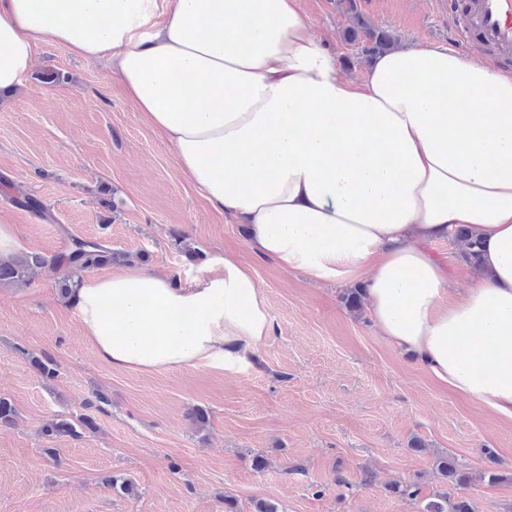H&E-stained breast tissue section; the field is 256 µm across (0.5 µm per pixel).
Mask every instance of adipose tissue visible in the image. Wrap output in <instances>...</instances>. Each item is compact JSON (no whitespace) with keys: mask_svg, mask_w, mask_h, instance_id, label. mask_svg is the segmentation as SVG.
<instances>
[{"mask_svg":"<svg viewBox=\"0 0 512 512\" xmlns=\"http://www.w3.org/2000/svg\"><path fill=\"white\" fill-rule=\"evenodd\" d=\"M45 42L104 64L217 212L316 284H361L379 336L438 383L512 418V71L445 47L375 56L362 81L297 0H0V89ZM465 227L457 298L428 252ZM184 287L130 265L69 298L98 358L148 374L242 370L266 298L233 254Z\"/></svg>","mask_w":512,"mask_h":512,"instance_id":"obj_1","label":"adipose tissue"}]
</instances>
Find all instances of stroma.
I'll list each match as a JSON object with an SVG mask.
<instances>
[{
	"label": "stroma",
	"instance_id": "35a3bbf8",
	"mask_svg": "<svg viewBox=\"0 0 512 512\" xmlns=\"http://www.w3.org/2000/svg\"><path fill=\"white\" fill-rule=\"evenodd\" d=\"M357 4L398 46L458 41L448 0ZM298 7L343 60V76L360 81L367 64L341 38L350 20L339 0ZM47 69L61 81L41 83ZM20 189L40 209L16 204ZM0 224L15 225L29 254L61 256L73 236L101 240L184 285L234 252L273 324L243 371L132 374L98 358L60 274L0 285V396L16 409L0 425V512H256L260 500L279 512H423L442 494L468 499L473 512H512V419L453 394L387 345L366 314L346 308L345 286L312 284L252 252L245 225L178 175L172 148L104 65L43 43L20 88L0 97ZM429 251L453 293L470 288L458 240ZM44 355L54 379L30 363ZM198 408L205 423L191 418ZM86 416L96 428L81 437L42 433L51 420ZM446 455L464 465L468 483L439 475L435 461ZM258 456L265 469H255ZM114 479L131 482L135 495L113 490ZM395 482L418 483V498L392 494Z\"/></svg>",
	"mask_w": 512,
	"mask_h": 512
}]
</instances>
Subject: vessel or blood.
<instances>
[{"label":"vessel or blood","mask_w":512,"mask_h":512,"mask_svg":"<svg viewBox=\"0 0 512 512\" xmlns=\"http://www.w3.org/2000/svg\"><path fill=\"white\" fill-rule=\"evenodd\" d=\"M448 13L463 15L460 33L477 35L493 55L512 62V0H448Z\"/></svg>","instance_id":"b4317fda"}]
</instances>
